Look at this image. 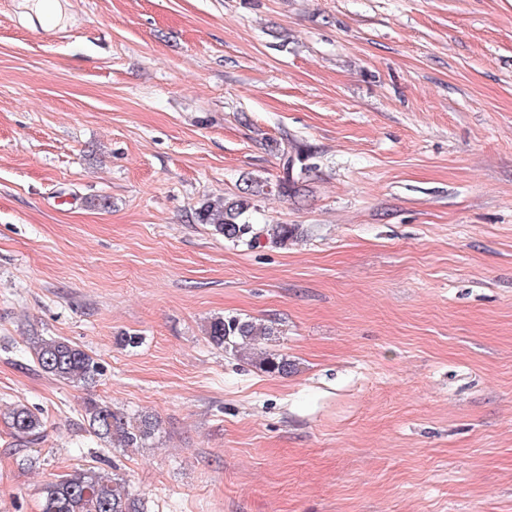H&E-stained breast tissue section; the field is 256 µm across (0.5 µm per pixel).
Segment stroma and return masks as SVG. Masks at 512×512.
<instances>
[{
	"label": "stroma",
	"instance_id": "1",
	"mask_svg": "<svg viewBox=\"0 0 512 512\" xmlns=\"http://www.w3.org/2000/svg\"><path fill=\"white\" fill-rule=\"evenodd\" d=\"M35 2L0 0V512L88 467L148 512H512V0ZM288 136L310 171L252 222L302 240L195 220ZM224 315L294 372L210 343ZM90 398L155 436L104 448ZM28 351L41 370L58 380L87 383L99 375V365L82 347L64 338L33 336ZM5 415L11 435L20 442L34 444L42 438L43 422L40 416L29 407L17 405L7 411Z\"/></svg>",
	"mask_w": 512,
	"mask_h": 512
}]
</instances>
